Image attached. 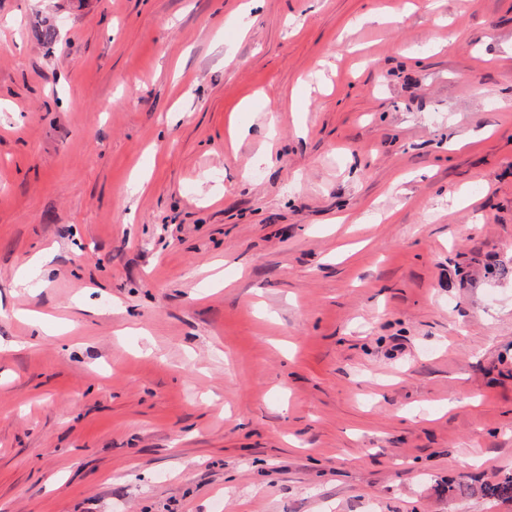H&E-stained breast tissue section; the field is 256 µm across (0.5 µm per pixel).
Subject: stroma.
<instances>
[{"mask_svg":"<svg viewBox=\"0 0 512 512\" xmlns=\"http://www.w3.org/2000/svg\"><path fill=\"white\" fill-rule=\"evenodd\" d=\"M242 2L0 0V512H512V0Z\"/></svg>","mask_w":512,"mask_h":512,"instance_id":"1","label":"stroma"}]
</instances>
